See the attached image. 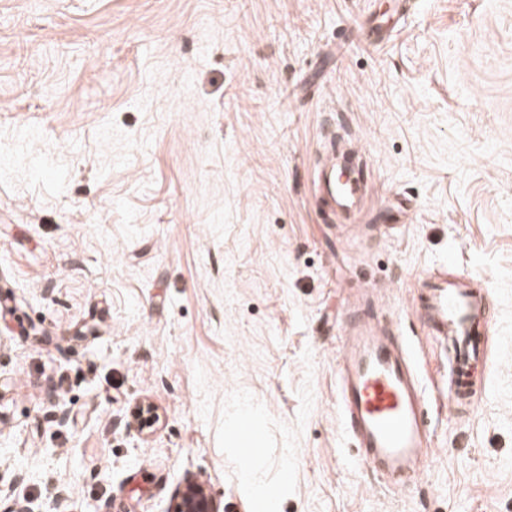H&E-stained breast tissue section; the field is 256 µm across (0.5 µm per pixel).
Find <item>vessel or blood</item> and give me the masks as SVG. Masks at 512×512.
<instances>
[{
  "instance_id": "obj_1",
  "label": "vessel or blood",
  "mask_w": 512,
  "mask_h": 512,
  "mask_svg": "<svg viewBox=\"0 0 512 512\" xmlns=\"http://www.w3.org/2000/svg\"><path fill=\"white\" fill-rule=\"evenodd\" d=\"M351 171L344 180L339 167L325 165L315 180L319 193L346 218L357 213L365 195L360 167ZM410 309L448 354L449 404L472 412L478 401L474 378L489 365L490 293L430 275L420 279L419 296ZM414 359L401 326L379 332L365 315L352 314L342 327L336 398L343 430L361 462L397 491L416 482L429 461L426 389Z\"/></svg>"
}]
</instances>
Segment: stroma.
Instances as JSON below:
<instances>
[{"mask_svg": "<svg viewBox=\"0 0 512 512\" xmlns=\"http://www.w3.org/2000/svg\"><path fill=\"white\" fill-rule=\"evenodd\" d=\"M342 149L370 183L349 224L313 185ZM423 272L493 296L474 416L408 313ZM369 310L428 395L404 491L336 403ZM241 414L277 512H512V0H0V512H171L202 477L257 512ZM262 440L258 427L246 421L242 429V448H239L242 461L247 464L259 448H255Z\"/></svg>", "mask_w": 512, "mask_h": 512, "instance_id": "35a3bbf8", "label": "stroma"}]
</instances>
